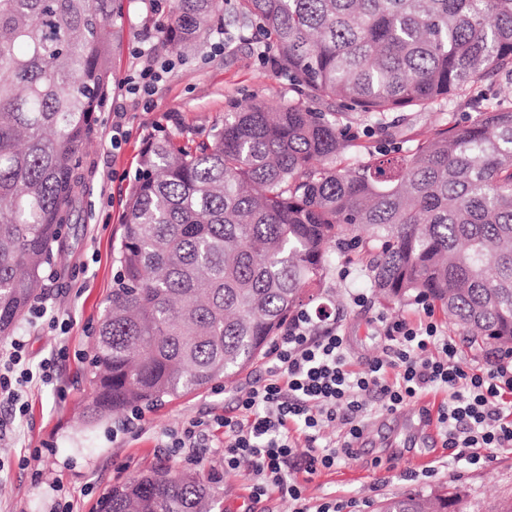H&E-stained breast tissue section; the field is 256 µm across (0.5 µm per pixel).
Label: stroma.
I'll return each mask as SVG.
<instances>
[{"instance_id": "stroma-1", "label": "stroma", "mask_w": 512, "mask_h": 512, "mask_svg": "<svg viewBox=\"0 0 512 512\" xmlns=\"http://www.w3.org/2000/svg\"><path fill=\"white\" fill-rule=\"evenodd\" d=\"M117 25L120 45L112 56L110 87L95 130L82 151L81 221L70 232L69 253L49 283L42 302L68 321L66 331L48 321H21L31 363L57 359L52 383L34 382L28 389V411L19 432L0 438V512H95L98 500L113 485L159 467L194 470L203 477L220 474L218 491L224 512H248L249 469L228 472L223 466L224 430L212 431L210 445L199 456L173 454L166 443L171 431L199 418L231 411L235 398L255 380L269 375L270 357L262 355L230 382L143 409L139 421L129 412L95 425L82 422L90 399L92 343L98 332L118 271L115 250L122 233L126 202L148 141L174 135L201 141L225 113L254 98L279 100L288 83L271 61L261 57L263 42L255 31L242 30L232 9L224 11V32L201 39L183 54L172 53L162 39L159 16L146 13L142 0H125ZM170 68L152 100L126 93L125 79L146 59ZM120 116L130 135L112 147V118ZM324 287L311 291L303 306L326 304L350 339L352 370L388 348L390 339L380 317L417 321L415 301L384 302L368 286L367 270L354 256L336 261ZM349 267L348 278L338 270ZM364 294L354 304L351 294ZM67 354L57 357L59 346ZM365 448L335 470L325 471L306 486L310 505L336 497L367 501L376 512L386 498L417 492L437 493L458 485L469 512H486L495 499L512 500V447L496 450L493 460L473 468L446 457L425 439L409 440L410 413L393 417L376 397H368L362 417Z\"/></svg>"}]
</instances>
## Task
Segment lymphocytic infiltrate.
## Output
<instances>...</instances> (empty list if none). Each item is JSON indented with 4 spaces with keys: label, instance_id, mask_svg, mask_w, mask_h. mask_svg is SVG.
I'll list each match as a JSON object with an SVG mask.
<instances>
[{
    "label": "lymphocytic infiltrate",
    "instance_id": "obj_1",
    "mask_svg": "<svg viewBox=\"0 0 512 512\" xmlns=\"http://www.w3.org/2000/svg\"><path fill=\"white\" fill-rule=\"evenodd\" d=\"M415 323L384 318L392 344L369 360L363 370L348 367L349 342L336 325L316 321L302 309L291 318L270 348L268 378L241 393L233 411L215 422L197 420L170 433L176 451H191L207 440L212 426L224 429V468L249 465L253 502L287 501L292 512H353L352 500L330 499L310 507L304 481L353 458L354 441L362 438L363 397L376 393L381 407L397 412L435 388L448 392L437 408V424L445 449H471L467 462L479 464L484 449L512 447V349L487 368H471L461 360L456 342L422 304ZM55 361L46 358L30 368L24 343L13 339L0 348V399L13 410L25 409L23 398L34 375L50 380ZM345 429L342 443L320 445L322 430L333 422ZM305 439L303 480H288L282 465L295 448V435Z\"/></svg>",
    "mask_w": 512,
    "mask_h": 512
}]
</instances>
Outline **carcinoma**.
I'll return each mask as SVG.
<instances>
[{
  "instance_id": "obj_1",
  "label": "carcinoma",
  "mask_w": 512,
  "mask_h": 512,
  "mask_svg": "<svg viewBox=\"0 0 512 512\" xmlns=\"http://www.w3.org/2000/svg\"><path fill=\"white\" fill-rule=\"evenodd\" d=\"M123 0H0V341L64 252L80 154L108 92ZM292 95L255 99L198 143L139 160L120 274L92 350L86 420L230 381L359 250L388 302L424 298L474 340L512 348V0H234ZM224 0H172L187 49L222 33ZM374 147L388 114L465 112ZM351 154L350 170L336 158ZM219 477L167 468L112 487L97 512H224ZM466 512L457 491L379 512Z\"/></svg>"
}]
</instances>
